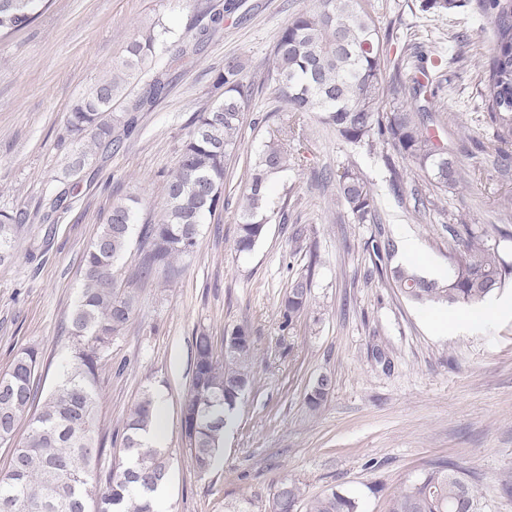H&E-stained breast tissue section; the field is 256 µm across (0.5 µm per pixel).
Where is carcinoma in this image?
Here are the masks:
<instances>
[{"label":"carcinoma","instance_id":"carcinoma-1","mask_svg":"<svg viewBox=\"0 0 512 512\" xmlns=\"http://www.w3.org/2000/svg\"><path fill=\"white\" fill-rule=\"evenodd\" d=\"M53 0H0V40L27 28L46 13ZM480 15L491 31V45L474 64L475 83L494 128L491 153L512 160V0H476ZM466 0H421V11L450 17ZM222 18L210 17L199 35L175 39L163 25L140 32L127 44L109 70L76 98L67 113L65 131L74 147L71 174L83 171L92 147L112 144L114 128L135 129V118L112 113V104L124 97L142 77L137 108L155 104L163 95L167 71L156 67V48L170 53V62L197 55L203 38L218 30ZM392 28H377L364 0H309L292 15L276 35L271 65L261 83L249 76L236 58L224 62L216 75L220 101L194 113L182 145L177 169L166 186L165 212L158 224L145 229L150 250L140 276L154 267L196 251L200 228L224 207L227 162L241 146L243 114L255 92L269 88L288 113V136L265 142L250 167L247 193L243 194L237 225L236 247L249 253L267 233L270 221L267 183L294 164L288 139L301 134L303 118L313 112L333 127L345 141L388 157L391 149L415 164L425 179L439 189L468 182L471 173L448 155L427 123L426 103L435 97L425 69L430 61L442 66L439 52L416 53L415 69L421 76L401 78L400 63L386 77L383 42ZM336 205L344 207L354 224H379L372 188L358 170L346 166L336 172ZM71 188L53 190L45 220L65 208ZM23 211L0 212V263L12 258L18 229L27 223ZM136 208L117 203L107 223L86 250L82 265L83 288L69 321L73 353L63 376L30 424L27 439L15 448L9 469L0 471V512H162L156 498L167 484L165 454L142 436L154 418V392L146 390L131 409L122 436V457L106 474L95 472L103 452L99 441L97 383L99 370L109 356L112 341L135 318L139 299L132 288L122 289L114 274L115 263L128 249ZM450 268L442 282L428 280L402 266L385 267L393 287L420 305L448 304L478 307L512 277L498 251L464 217L448 225ZM377 261L392 257L389 240L367 243ZM311 281L299 277L291 283L282 303L284 323L307 311ZM194 370L181 405L184 434L196 468L208 471L224 446L227 415L236 412L246 390L256 383L255 347L248 326L226 330L224 348L216 354L212 337L201 331L193 337ZM41 355L27 348L16 355L0 375V440L12 439L17 422L28 414L36 398L35 375ZM333 378L319 375L304 396L307 411L315 415L332 391ZM358 500L330 489L308 496L306 487L286 477L277 480L269 512H358ZM386 512H481L473 487L463 469L438 461L387 500Z\"/></svg>","mask_w":512,"mask_h":512}]
</instances>
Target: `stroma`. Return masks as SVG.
I'll return each instance as SVG.
<instances>
[{"label":"stroma","instance_id":"35a3bbf8","mask_svg":"<svg viewBox=\"0 0 512 512\" xmlns=\"http://www.w3.org/2000/svg\"><path fill=\"white\" fill-rule=\"evenodd\" d=\"M228 2L54 0L33 24L0 41V209L29 217L15 237L14 259L0 264V374L21 350L36 347L39 398L54 390L71 355L65 327L83 286L82 256L113 202L139 196V224L157 221L187 125L216 98L214 75L236 57L261 79L278 31L305 0H236L233 10ZM367 2L380 27L401 21L387 45L389 59L410 39L421 51L436 48L448 57L431 105L433 128L460 165L474 171V181L443 192L419 178L394 194L390 167L402 165L399 155L387 160L367 153L310 115L294 168L269 184L275 208L286 216L272 218L252 254L241 255L235 239L248 166L264 142L288 126L270 90L253 97L224 209L204 224L196 253L135 281L145 259L137 232L115 267L123 287H137L140 311L113 342L99 374L104 451L96 469L111 468L116 434L143 390L163 393L161 442L170 465L164 512H268L281 477L313 496L333 488L348 492L359 512H385L389 494L441 460L464 469L482 512H512V495L503 490L512 484V282L476 310L469 325L448 330L445 317L467 314V307L405 300L374 273L366 247L379 231L395 242L410 234L420 244L416 272H447L446 226L463 213L512 263V223L496 219L499 198L512 195V170L494 171L484 152L493 129L477 112L472 68L451 60L457 32L470 34L475 53L488 48L490 32L471 5L441 23L425 18L420 0ZM219 13V32L191 63L169 70L167 92L154 107L136 110L134 94L114 106L116 114L135 116V130L120 146L95 148L68 209L47 226L42 217L50 193L68 179L72 147L65 121L72 101L137 31L162 23L192 36L199 19ZM452 113L465 131L449 124ZM346 165L370 183L381 225L351 223L334 202V185L312 179L314 172ZM418 196L429 202L419 212ZM301 275L311 278L312 304L287 326L279 305ZM243 323L253 336L257 383L244 396L219 463L201 474L180 414L194 369L193 336L203 329L219 344L225 329ZM323 373L335 384L312 416L304 394Z\"/></svg>","mask_w":512,"mask_h":512}]
</instances>
